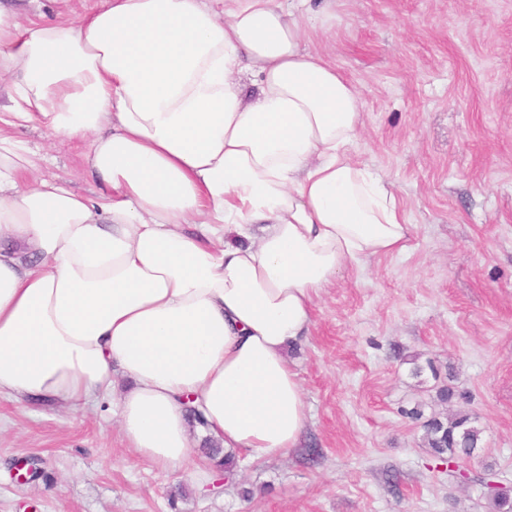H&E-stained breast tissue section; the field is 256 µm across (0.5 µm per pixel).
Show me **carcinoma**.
I'll return each instance as SVG.
<instances>
[{"mask_svg": "<svg viewBox=\"0 0 512 512\" xmlns=\"http://www.w3.org/2000/svg\"><path fill=\"white\" fill-rule=\"evenodd\" d=\"M426 441L433 454L448 463V471L456 473L468 481L470 477L458 463V459L472 455L479 440V430L470 426V417L458 414L443 421L432 417L424 425ZM487 490V498L495 512H512V495L499 488L501 481L495 473H487L478 478Z\"/></svg>", "mask_w": 512, "mask_h": 512, "instance_id": "1", "label": "carcinoma"}]
</instances>
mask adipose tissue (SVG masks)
Wrapping results in <instances>:
<instances>
[{"mask_svg": "<svg viewBox=\"0 0 512 512\" xmlns=\"http://www.w3.org/2000/svg\"><path fill=\"white\" fill-rule=\"evenodd\" d=\"M306 0H101L76 21L0 12V393L76 409L128 381L118 423L204 482L285 455L307 424L286 356L363 259L406 250L356 163L355 86L303 46ZM84 139L94 197L28 184L14 131Z\"/></svg>", "mask_w": 512, "mask_h": 512, "instance_id": "adipose-tissue-1", "label": "adipose tissue"}]
</instances>
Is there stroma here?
I'll use <instances>...</instances> for the list:
<instances>
[{
    "instance_id": "35a3bbf8",
    "label": "stroma",
    "mask_w": 512,
    "mask_h": 512,
    "mask_svg": "<svg viewBox=\"0 0 512 512\" xmlns=\"http://www.w3.org/2000/svg\"><path fill=\"white\" fill-rule=\"evenodd\" d=\"M90 4L10 0L22 21ZM302 16L306 49L359 92L351 155L391 182L411 234L326 289L289 346L299 445L209 490L128 448L111 399L70 410L1 395L0 512H491L426 447L441 412L479 429L472 473L512 480V0H306ZM18 136L45 157L38 178L93 194L84 143ZM25 459L40 474L21 482Z\"/></svg>"
}]
</instances>
